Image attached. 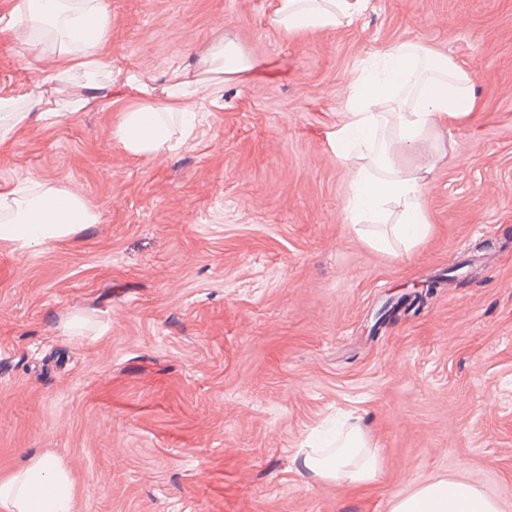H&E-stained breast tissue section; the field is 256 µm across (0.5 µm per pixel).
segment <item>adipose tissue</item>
Here are the masks:
<instances>
[{
	"label": "adipose tissue",
	"mask_w": 512,
	"mask_h": 512,
	"mask_svg": "<svg viewBox=\"0 0 512 512\" xmlns=\"http://www.w3.org/2000/svg\"><path fill=\"white\" fill-rule=\"evenodd\" d=\"M44 11L41 0H18L12 16L0 21V39L24 43L37 56L54 61L59 75L79 69L90 78L111 75L105 56L112 31L108 0H52ZM369 0H275L271 21L284 35L309 29L352 24ZM382 77L360 76L353 85L347 110L327 137L337 160L351 175L347 211L351 224L390 223V233H372L369 242L388 249L391 239L406 249L429 233L422 206L426 175L434 167L438 143L434 131L451 126L474 110V78L427 46L403 43L382 53ZM203 79L183 67L170 69L169 91L154 104L153 89L141 75L125 74L131 101L119 106L114 136L135 157L153 158L173 148L175 132L190 134L195 120L191 106L205 86L225 76L253 69V61L233 43L210 49L200 61ZM395 108L394 130L387 140L378 132L384 106ZM60 114L43 97L18 108L12 96L0 97V142L11 139L36 119L56 120ZM415 165H403L405 155ZM98 213L67 191L30 183L0 192V241L25 250L65 238L98 223ZM303 467L321 480L363 484L377 478L380 457L362 429L344 425L337 448L327 453L302 449ZM75 482L53 459L35 461L23 474H0V512H72ZM391 512H500L498 503L467 482L438 478L396 498Z\"/></svg>",
	"instance_id": "obj_1"
}]
</instances>
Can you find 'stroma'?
Returning a JSON list of instances; mask_svg holds the SVG:
<instances>
[{
    "label": "stroma",
    "instance_id": "obj_1",
    "mask_svg": "<svg viewBox=\"0 0 512 512\" xmlns=\"http://www.w3.org/2000/svg\"><path fill=\"white\" fill-rule=\"evenodd\" d=\"M272 0H109L111 85L68 84L0 145V190L34 181L101 215L18 252L0 242V473L42 456L74 512H389L441 477L512 512V0H370L352 25L294 36ZM422 42L469 70L475 110L436 133L414 249L370 247L349 222V172L327 135L378 52ZM231 42L256 71L194 105L188 140L153 159L112 137L136 72ZM52 60L0 41V95L49 96ZM472 263L418 313L371 334L407 285ZM358 423L375 481L324 482L301 442Z\"/></svg>",
    "mask_w": 512,
    "mask_h": 512
}]
</instances>
